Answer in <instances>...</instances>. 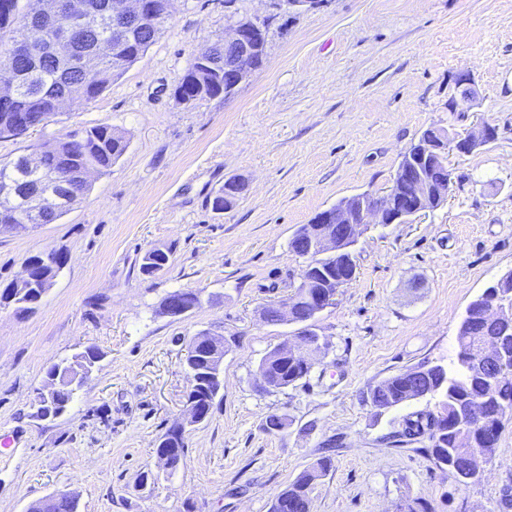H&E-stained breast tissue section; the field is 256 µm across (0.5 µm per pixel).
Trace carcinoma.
Returning <instances> with one entry per match:
<instances>
[{"mask_svg": "<svg viewBox=\"0 0 512 512\" xmlns=\"http://www.w3.org/2000/svg\"><path fill=\"white\" fill-rule=\"evenodd\" d=\"M20 0H0V69H6L17 82L16 96L9 102L0 101V134L9 132L19 136L28 130L46 124L57 114L56 98L64 93L71 99L89 102L101 94L115 79L137 61L155 43L165 29L170 15L151 10L146 22L132 30V42L117 54L101 62L96 79L68 68L67 61L22 59L13 52L16 30H25L34 47L50 38V31L36 24L29 12L19 6ZM89 38L111 37L109 23L101 16L88 20ZM176 90L186 101H200L224 92V52L211 55V64L205 68L191 62L178 80ZM125 136L109 125H95L67 131L40 147L44 157L41 168H33L28 156L0 159V185L12 187V194L0 197V224H53L61 219L73 204L90 189L86 182L61 186L56 175L68 171L93 168L101 173L109 170L125 153ZM428 179L436 186L449 182L447 157L443 156L426 168ZM244 190V184L229 179L213 198L212 208L221 213L231 209ZM32 266L36 287L20 288L13 283L0 292V303H12L16 310L27 313L39 304L44 292L40 285L52 280L65 263L57 253L47 263L37 253L26 259ZM314 268L307 273L304 288H294L286 301L294 310L293 321L308 329L310 317L307 297L333 295L339 292V283L329 282L336 272L349 267L345 256L311 258ZM169 253L153 249L143 258L141 271L152 275L167 266ZM197 289H180L168 294L159 305V313L168 314V301L178 300L185 308H198ZM494 335L493 324L484 317V300L477 298L469 304L457 333L456 360L451 364L425 361L408 367L372 386L367 401L378 409H392L413 401L426 400L433 408L411 412L398 422L387 440L404 447L420 444L424 453L440 469L448 472L455 483H460L458 471L464 468L467 457L486 447L490 440L491 424L503 425L512 418V340L504 344V353L498 361L487 365L478 358L484 340ZM229 340L211 336L202 341L195 355L187 356L192 367L195 385L189 396L213 406L218 396V385L210 378L213 356L227 352ZM282 346L270 350L259 364L258 373L278 390L296 385L309 376L312 364L280 357ZM101 354L91 349L84 357L53 363L46 369L45 386L49 400L66 408L82 380L77 374L89 371ZM332 467L329 457H322L301 470L277 495L276 500L288 503V512H310L312 493L318 481ZM74 504L67 495L54 497L46 506L34 503L30 512H73Z\"/></svg>", "mask_w": 512, "mask_h": 512, "instance_id": "1", "label": "carcinoma"}]
</instances>
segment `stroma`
Listing matches in <instances>:
<instances>
[{"instance_id": "obj_1", "label": "stroma", "mask_w": 512, "mask_h": 512, "mask_svg": "<svg viewBox=\"0 0 512 512\" xmlns=\"http://www.w3.org/2000/svg\"><path fill=\"white\" fill-rule=\"evenodd\" d=\"M235 14L267 12L263 0H177L157 41L98 97L0 137V158L96 124L128 141L58 223L0 233V289L42 249L66 258L35 313L0 307V512L61 492L78 512H270L324 455L332 468L312 512H397L408 498L432 512H512V418L481 480L459 486L385 440L424 402L385 410L365 400L402 369L451 362L466 308L512 270V0H321L273 20L263 65L231 98L179 103L172 89L194 53L221 41ZM461 72L472 100L455 82ZM480 123L498 135L449 156L441 206L362 233L355 278L316 318L326 347L310 354L309 377L260 388L262 358L300 330L259 318L299 281L292 235L341 198L384 195L427 127L462 135ZM232 177L244 192L213 212ZM153 248L170 262L149 277L141 265ZM191 288L201 308L159 314L167 294ZM204 332L232 340L224 388L169 473L155 446L179 421L183 355ZM85 346L102 358L67 411L33 417L47 367ZM274 413L288 416L287 430L264 431Z\"/></svg>"}]
</instances>
